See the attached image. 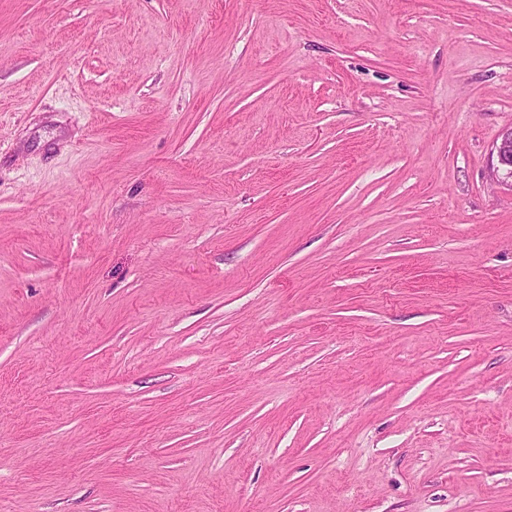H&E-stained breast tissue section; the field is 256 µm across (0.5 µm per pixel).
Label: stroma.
<instances>
[{
    "label": "stroma",
    "instance_id": "35a3bbf8",
    "mask_svg": "<svg viewBox=\"0 0 512 512\" xmlns=\"http://www.w3.org/2000/svg\"><path fill=\"white\" fill-rule=\"evenodd\" d=\"M512 0H0V512H512ZM490 176L512 189V127L503 130L493 145Z\"/></svg>",
    "mask_w": 512,
    "mask_h": 512
}]
</instances>
